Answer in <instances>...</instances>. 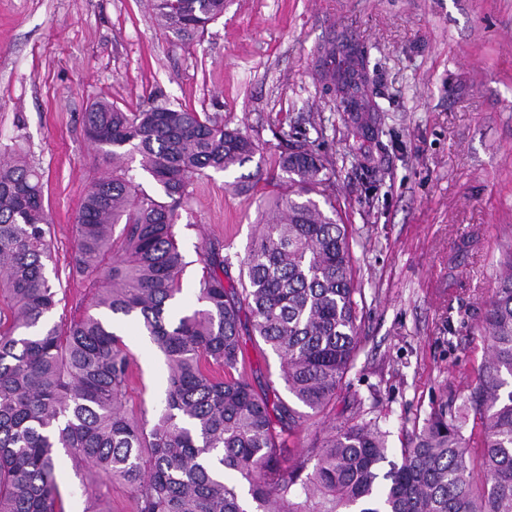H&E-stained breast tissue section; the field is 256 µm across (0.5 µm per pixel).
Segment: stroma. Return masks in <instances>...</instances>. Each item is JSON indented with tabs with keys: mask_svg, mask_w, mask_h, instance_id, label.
I'll use <instances>...</instances> for the list:
<instances>
[{
	"mask_svg": "<svg viewBox=\"0 0 512 512\" xmlns=\"http://www.w3.org/2000/svg\"><path fill=\"white\" fill-rule=\"evenodd\" d=\"M334 40L365 56L382 107L374 125L338 112L322 90L316 49ZM100 99L223 119L260 146L248 174L281 177L295 126L332 161L364 286L363 343L325 415L288 438L293 453L358 409L398 448L440 402L458 408L485 357L480 328L512 233V0H224L223 16L189 44L162 32L149 0H0V144L21 141L43 176L59 318L91 303L72 264L85 191L112 169L84 132ZM234 179L207 171L180 211L183 310L197 305L205 244L224 245L235 281L257 232L263 190L234 191ZM114 329L135 361L127 407L154 420L167 362L128 319ZM243 344V373L287 398L277 355L251 336ZM56 477L65 512H133L123 486L88 497V472L66 455Z\"/></svg>",
	"mask_w": 512,
	"mask_h": 512,
	"instance_id": "obj_1",
	"label": "stroma"
}]
</instances>
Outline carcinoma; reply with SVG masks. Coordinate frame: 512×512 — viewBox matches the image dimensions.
<instances>
[{
  "label": "carcinoma",
  "mask_w": 512,
  "mask_h": 512,
  "mask_svg": "<svg viewBox=\"0 0 512 512\" xmlns=\"http://www.w3.org/2000/svg\"><path fill=\"white\" fill-rule=\"evenodd\" d=\"M151 6L181 41L224 14V0ZM318 52L338 65L328 87L338 111H380L362 54L334 43ZM84 127L112 174L88 187L75 224L73 269L95 312L65 321H52L60 298L41 175L21 150L0 149V512H64L60 450L91 473L88 496L121 484L136 512H512V249L484 315V361L457 410L433 408L398 450L377 420L333 424L284 467L286 437L336 399L359 351L364 288L332 170L298 131L240 260L241 287L224 284L230 258L206 245L198 307L173 320L185 267L177 211L194 179L244 167L259 146L167 104L130 112L97 100ZM135 160L158 193L137 181ZM107 315L138 322L165 356V406L151 423L128 412L134 358ZM245 334L281 360L290 399L273 409L239 370Z\"/></svg>",
  "instance_id": "cac0c4a2"
}]
</instances>
